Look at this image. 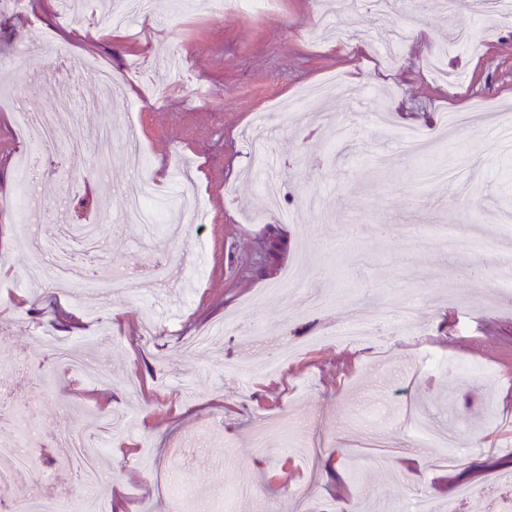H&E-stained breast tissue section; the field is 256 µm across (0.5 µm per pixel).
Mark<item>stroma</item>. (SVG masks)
<instances>
[{"label":"stroma","instance_id":"obj_1","mask_svg":"<svg viewBox=\"0 0 512 512\" xmlns=\"http://www.w3.org/2000/svg\"><path fill=\"white\" fill-rule=\"evenodd\" d=\"M85 19L60 21V0L0 8V54L27 49L20 69L0 71V95L31 98L53 54L103 61L115 101L73 113L82 132L48 158L31 197L39 220L21 221L16 164L28 143L11 108L0 107V384L28 390L21 427L38 431L40 483L16 501L59 499L64 461L51 435L76 430L103 447L104 512H198L165 489L179 469L200 497H236L239 512H395L424 495L434 512H497L512 499V152L488 140L512 128V17H486L436 0L374 11L338 0H279L264 14L207 0H150L149 14L109 36L101 0ZM475 41L456 47L458 29ZM338 76L345 96L293 107L302 87ZM390 111L377 137L372 113ZM469 115L465 131L447 111ZM112 128L116 150L136 139L147 172L168 192L185 172L194 210L161 203L153 228L127 210L138 181L122 161L92 173L94 132ZM280 170L283 208L271 212L255 169V131ZM427 158L406 156L410 132ZM98 226L107 253L83 258L97 287L28 283L61 223ZM463 224L470 245L450 248L442 226ZM277 238L269 261L264 242ZM133 266L141 296L112 287ZM299 269L301 291L329 297L326 310L284 314L268 295ZM413 304L411 327L352 345L336 341L354 305L389 313ZM215 337L198 355L186 343ZM51 337L85 348L92 378L55 358ZM282 343L301 351L278 373L264 362ZM440 356L439 370L425 367ZM30 372L14 370L15 359ZM43 384H36V377ZM448 432L472 479L448 486V464L413 437V421Z\"/></svg>","mask_w":512,"mask_h":512}]
</instances>
